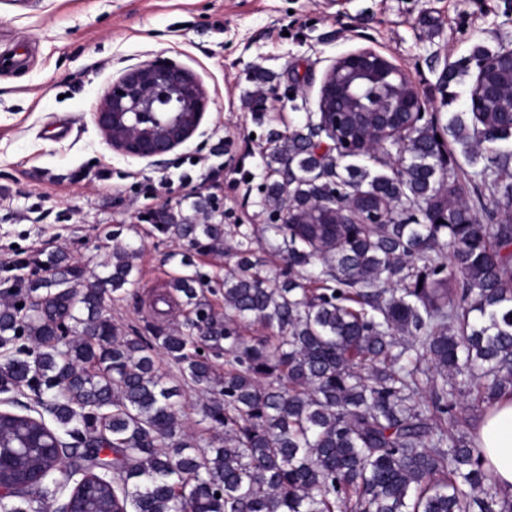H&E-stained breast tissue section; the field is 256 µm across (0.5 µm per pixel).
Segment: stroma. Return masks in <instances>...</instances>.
Here are the masks:
<instances>
[{
	"label": "stroma",
	"instance_id": "stroma-1",
	"mask_svg": "<svg viewBox=\"0 0 512 512\" xmlns=\"http://www.w3.org/2000/svg\"><path fill=\"white\" fill-rule=\"evenodd\" d=\"M27 39L29 61L0 75V281L21 257L34 264L64 249L96 272L114 241L137 243L136 283L108 306L131 336L176 328L186 314L179 302L151 307L181 272L182 247L142 213L170 206L200 224L192 204L203 196L227 225L267 223L268 132L317 112L336 57L373 48L445 121L466 111L473 83H443L445 67L478 46L512 47V11L505 0H36L18 12L0 0V41ZM158 55L193 70L213 104L202 135L150 166L113 152L91 114L112 77ZM258 70L291 92L259 117L246 104Z\"/></svg>",
	"mask_w": 512,
	"mask_h": 512
}]
</instances>
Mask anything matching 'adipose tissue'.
Segmentation results:
<instances>
[{"mask_svg": "<svg viewBox=\"0 0 512 512\" xmlns=\"http://www.w3.org/2000/svg\"><path fill=\"white\" fill-rule=\"evenodd\" d=\"M477 447L502 494L512 496V400H504L474 429Z\"/></svg>", "mask_w": 512, "mask_h": 512, "instance_id": "1", "label": "adipose tissue"}]
</instances>
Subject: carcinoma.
<instances>
[{"label":"carcinoma","instance_id":"cac0c4a2","mask_svg":"<svg viewBox=\"0 0 512 512\" xmlns=\"http://www.w3.org/2000/svg\"><path fill=\"white\" fill-rule=\"evenodd\" d=\"M511 107L506 91L449 119L484 161L472 177L431 120L351 152L320 151L311 116L270 133L265 167L288 181L262 205L305 223L166 214L155 228L185 268L168 287L190 307L176 330L122 336L106 314L134 284L132 243L99 273L65 253L42 276L17 262L0 290V394L27 403L0 415V485L33 483L0 512H46L63 469L95 482L91 512H512L463 417L512 399ZM261 238L283 267L267 269ZM224 251L221 313L192 253ZM247 322L269 334L244 336ZM187 391L207 437L182 419Z\"/></svg>","mask_w":512,"mask_h":512}]
</instances>
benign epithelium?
I'll return each instance as SVG.
<instances>
[{
  "label": "benign epithelium",
  "mask_w": 512,
  "mask_h": 512,
  "mask_svg": "<svg viewBox=\"0 0 512 512\" xmlns=\"http://www.w3.org/2000/svg\"><path fill=\"white\" fill-rule=\"evenodd\" d=\"M489 57L477 65L467 105L482 111L485 101L501 92L486 80L499 69ZM367 105L372 114L358 121L364 141H377L379 129L393 138L403 136L423 111L416 86L392 61L370 47L348 52L334 60L320 86L318 111L322 125L336 141L340 113L355 111L353 102ZM212 99L200 78L188 67L158 55L125 70L104 88L93 119L113 151L156 166L195 135L210 112Z\"/></svg>",
  "instance_id": "obj_1"
}]
</instances>
